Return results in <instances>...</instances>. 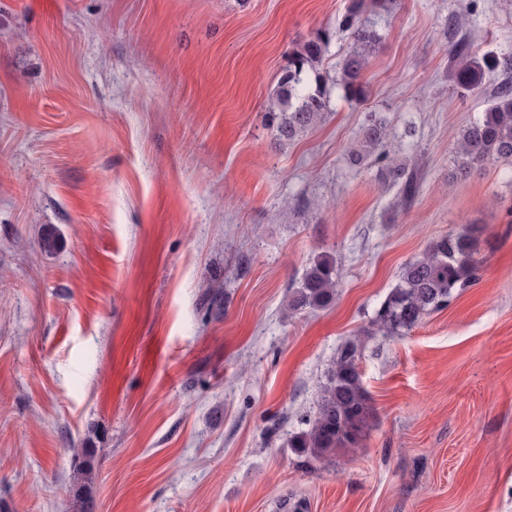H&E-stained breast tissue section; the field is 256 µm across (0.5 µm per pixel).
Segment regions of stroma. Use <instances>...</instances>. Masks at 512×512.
I'll return each mask as SVG.
<instances>
[{"instance_id": "35a3bbf8", "label": "stroma", "mask_w": 512, "mask_h": 512, "mask_svg": "<svg viewBox=\"0 0 512 512\" xmlns=\"http://www.w3.org/2000/svg\"><path fill=\"white\" fill-rule=\"evenodd\" d=\"M349 3L0 0V512H71L88 444L93 512H512V165L457 175L485 102L448 72L457 15L512 54V0L369 11L365 99L331 94L278 145L288 52L328 31L335 79ZM373 112L414 145L409 206L345 164ZM468 224L477 284L368 335L402 267ZM321 253L335 302L289 314ZM357 335L375 418L306 462L289 440Z\"/></svg>"}]
</instances>
